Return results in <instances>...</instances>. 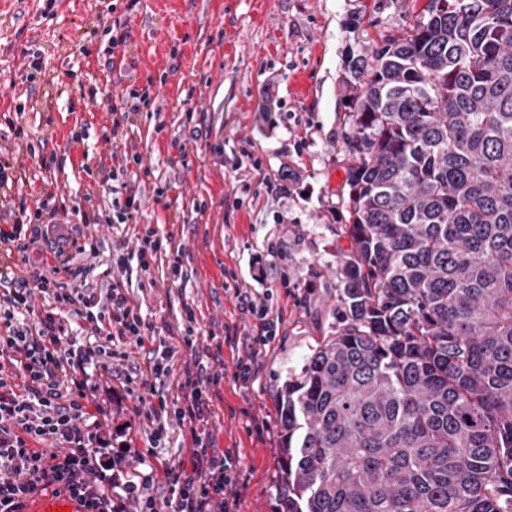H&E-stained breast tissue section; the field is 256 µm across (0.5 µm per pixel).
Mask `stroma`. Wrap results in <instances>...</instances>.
<instances>
[{
  "label": "stroma",
  "mask_w": 512,
  "mask_h": 512,
  "mask_svg": "<svg viewBox=\"0 0 512 512\" xmlns=\"http://www.w3.org/2000/svg\"><path fill=\"white\" fill-rule=\"evenodd\" d=\"M425 0H0V115L13 114L21 135L0 129V157L21 180L28 204L55 194L67 208L111 213L125 187L139 189L135 231L171 235L164 253L142 270L121 226L94 232L92 286L123 282L154 339L192 306L202 333L237 327L238 345L210 346L200 357L220 381L208 429L215 447L238 460L239 512H275L278 413L275 393L299 377L336 325L340 258L349 250L345 168L350 157L348 102L360 90L347 60L370 53L383 35L413 24ZM127 44L112 49V31ZM41 70L26 80L23 50ZM149 89L148 107L113 129L111 106ZM251 140L260 170L240 165ZM56 154L62 169L38 168L32 151ZM140 153L142 165L127 162ZM103 163L85 169L86 156ZM117 181L101 185L103 171ZM179 253L183 276L170 271ZM125 256L118 267L117 256ZM253 294L273 292L281 318L270 347L255 357V380L231 374L249 351V320L225 290V271ZM288 276L295 290L279 286ZM112 367L106 404L117 441L146 453L155 470L189 461V437L176 420L152 448V425L123 396L126 373L146 349L128 345Z\"/></svg>",
  "instance_id": "1"
}]
</instances>
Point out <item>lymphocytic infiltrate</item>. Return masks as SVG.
I'll use <instances>...</instances> for the list:
<instances>
[{
  "mask_svg": "<svg viewBox=\"0 0 512 512\" xmlns=\"http://www.w3.org/2000/svg\"><path fill=\"white\" fill-rule=\"evenodd\" d=\"M11 224L0 226V512H21L39 492H67L80 498L88 512H159L147 489L153 476L131 469L130 449L104 444L103 424L91 419L86 400L92 389L89 364L111 374L114 363L128 359L114 347L115 337L132 338L144 346L148 327L132 305L122 282L112 283L102 311L94 289L86 282L91 265L74 262V255L93 248L92 237L82 242L59 238L53 253L33 254L32 248L55 225L57 210L49 201L28 207L26 200L11 206ZM72 280L59 287L56 276ZM47 296L36 309L34 295ZM237 306L252 319V352L238 358L232 378L248 386L254 377V351L269 346L279 334V319L266 302L236 292ZM84 322L93 338L74 346L69 316ZM205 336L191 306L183 308V323L169 332L161 352L149 357L143 369L126 376L122 388L137 399V415L153 426L151 440L161 444L167 435L164 414L186 428L191 444L189 465L165 467L164 486L169 512H237L233 492L237 482L234 451L215 448L207 429L210 395L220 377L198 359L178 361L180 350L198 352ZM177 377L182 401L168 407L159 396L157 381ZM154 403H147V396ZM57 451H49V444Z\"/></svg>",
  "mask_w": 512,
  "mask_h": 512,
  "instance_id": "f902f5d3",
  "label": "lymphocytic infiltrate"
}]
</instances>
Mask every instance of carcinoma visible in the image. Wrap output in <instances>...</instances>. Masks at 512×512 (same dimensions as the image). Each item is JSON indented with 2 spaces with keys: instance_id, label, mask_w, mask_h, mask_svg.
I'll list each match as a JSON object with an SVG mask.
<instances>
[{
  "instance_id": "obj_1",
  "label": "carcinoma",
  "mask_w": 512,
  "mask_h": 512,
  "mask_svg": "<svg viewBox=\"0 0 512 512\" xmlns=\"http://www.w3.org/2000/svg\"><path fill=\"white\" fill-rule=\"evenodd\" d=\"M349 67L342 318L277 392V512H512V0Z\"/></svg>"
}]
</instances>
